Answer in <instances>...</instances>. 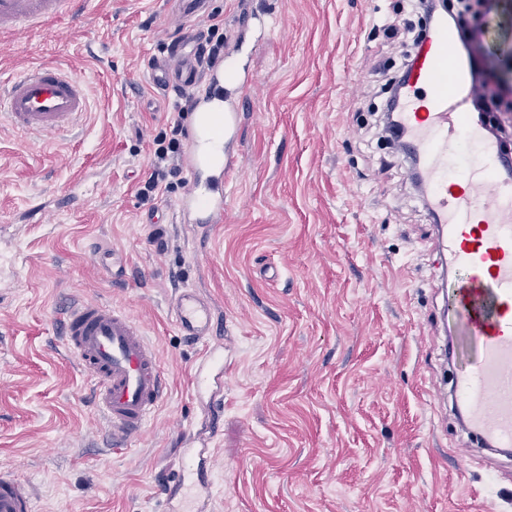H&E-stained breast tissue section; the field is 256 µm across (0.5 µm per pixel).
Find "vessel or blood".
Masks as SVG:
<instances>
[{
  "mask_svg": "<svg viewBox=\"0 0 512 512\" xmlns=\"http://www.w3.org/2000/svg\"><path fill=\"white\" fill-rule=\"evenodd\" d=\"M80 0H0V34L32 28L72 13ZM201 65L185 45L168 48L151 68L163 90L195 87ZM86 108L83 81L56 66L16 76L0 90V115L31 136L59 134L78 124ZM399 121L405 146L419 162L425 203L436 224L438 250L450 270L463 271L455 284L457 310L477 340L475 361L457 376L455 397L468 428L498 448H512V153L486 134L472 110L468 66L460 58L448 19L435 17L401 91ZM190 186L177 203L184 223L211 230L225 215L224 179L233 159L203 164L198 151L185 160ZM173 322L205 349L191 371L195 396L206 397V414L217 422L224 398L210 387L224 376V346L214 335L212 301L192 288L178 289L170 303ZM66 350L95 380L94 403L107 422L112 447L139 437L162 400L166 383L154 347L125 312L100 302L78 301L57 316ZM182 468L167 498L193 491L208 502L209 459L197 432H183ZM0 512H34L29 482L16 470L0 469Z\"/></svg>",
  "mask_w": 512,
  "mask_h": 512,
  "instance_id": "b4317fda",
  "label": "vessel or blood"
}]
</instances>
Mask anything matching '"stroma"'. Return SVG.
I'll return each instance as SVG.
<instances>
[{
    "label": "stroma",
    "instance_id": "stroma-1",
    "mask_svg": "<svg viewBox=\"0 0 512 512\" xmlns=\"http://www.w3.org/2000/svg\"><path fill=\"white\" fill-rule=\"evenodd\" d=\"M395 2L85 0L0 41V84L54 63L88 99L67 135L28 142L0 122V468L30 480L37 512H171L155 488L182 466L184 424L211 439L208 512H512V458L471 444L448 397L476 342L448 336L437 230L378 113ZM465 18L512 86V0ZM215 19L225 57L244 58L224 93L244 119L224 146L227 216L203 238L175 210L187 169L142 190L154 137L181 122L186 151L193 125L152 62ZM112 251L117 276L97 260ZM184 286L224 325L214 434L189 384L203 347L169 312ZM79 300L139 322L168 381L122 453L55 325Z\"/></svg>",
    "mask_w": 512,
    "mask_h": 512
}]
</instances>
